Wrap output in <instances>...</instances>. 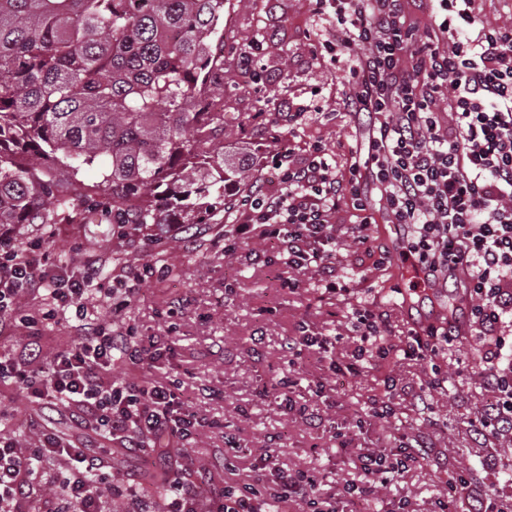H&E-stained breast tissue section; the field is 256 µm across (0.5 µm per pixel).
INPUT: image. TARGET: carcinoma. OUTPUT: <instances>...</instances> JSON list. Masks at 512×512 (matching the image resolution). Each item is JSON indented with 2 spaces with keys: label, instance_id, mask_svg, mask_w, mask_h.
I'll return each instance as SVG.
<instances>
[{
  "label": "carcinoma",
  "instance_id": "carcinoma-1",
  "mask_svg": "<svg viewBox=\"0 0 512 512\" xmlns=\"http://www.w3.org/2000/svg\"><path fill=\"white\" fill-rule=\"evenodd\" d=\"M220 132L224 0H0V224H217L253 169Z\"/></svg>",
  "mask_w": 512,
  "mask_h": 512
}]
</instances>
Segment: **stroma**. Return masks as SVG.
Here are the masks:
<instances>
[{
  "label": "stroma",
  "instance_id": "1",
  "mask_svg": "<svg viewBox=\"0 0 512 512\" xmlns=\"http://www.w3.org/2000/svg\"><path fill=\"white\" fill-rule=\"evenodd\" d=\"M225 14L235 22L224 36V141L232 152L258 159L257 179L277 185L268 155L278 139L288 141L293 158L322 146L337 171H345L362 126L347 107L348 74L330 56L314 58L311 45L321 26L314 0H228ZM258 42L256 63L246 67L238 54ZM19 246L46 238L50 263L64 274L87 267L101 269L93 296L101 319L140 339L158 340L167 352L157 368L141 370L126 360L112 368L114 378L147 385L176 380L199 426L191 439L171 451L168 467L188 479L243 489L254 483L261 449L273 451L271 467L313 476L314 503L276 505V512H322L343 486L362 480L356 451L398 450L411 438L424 441L430 455L397 481L362 501V512H441L445 489L462 471L472 483L457 488L454 512H468L474 495L485 493L482 461L498 454L508 468L497 480H512V440L475 436L470 428L486 404L490 389L471 369L469 359L486 348L472 337L466 354L440 348L434 361L442 371L438 387L424 362L392 354L350 373L346 364L360 344L350 313L365 307L392 328L386 346H399L417 321L442 320L448 307L444 290L418 299L393 259L397 247L389 224L368 225L366 243L346 241L338 251L336 278L349 293L325 290L317 276L279 261L252 263L241 254H225L220 224L177 225L164 241L151 228L119 227L85 215L70 224H18ZM298 280L292 290L289 280ZM128 299L113 314V297ZM322 338L323 346L304 350L296 359L282 344L298 325ZM77 321L66 317L32 326L16 325L0 336V350L18 348L39 337L44 357L66 347L76 336ZM289 378L290 387L275 384ZM429 387L433 409L412 411L410 396ZM294 409L284 412L283 399ZM391 403L395 417L367 418L375 405ZM0 432L28 445L52 433L74 446L95 452L113 449L111 473L133 478L152 500L164 489L149 480L150 468L137 453L117 449L93 424L67 409L30 403L22 386L0 381Z\"/></svg>",
  "mask_w": 512,
  "mask_h": 512
}]
</instances>
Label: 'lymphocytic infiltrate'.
<instances>
[{
    "label": "lymphocytic infiltrate",
    "mask_w": 512,
    "mask_h": 512,
    "mask_svg": "<svg viewBox=\"0 0 512 512\" xmlns=\"http://www.w3.org/2000/svg\"><path fill=\"white\" fill-rule=\"evenodd\" d=\"M316 14L335 29L317 39L314 55L330 54L352 79L349 105L366 129L345 174L313 147L293 159L277 149L271 166L278 189L258 187L229 209L224 239L231 247L273 243L290 268L335 274L342 239L362 240L375 214L396 225L414 283L453 288L462 295L463 321L489 347L473 363L492 401L470 423L480 436L512 435V360L500 362L502 324L512 316V22L484 25L476 0H315ZM426 24H419L417 14ZM360 213L357 224L337 220L341 200ZM96 271L58 274L39 247L21 248L0 233V330L10 328L22 294L47 291L43 320L74 313L83 332L56 352L46 372L31 341L0 352V380L21 382L32 403L63 405L111 438L162 458L170 441L193 435L197 418L174 383L137 386L112 380L115 360L155 365L164 353L100 322L89 307ZM363 340L347 369L382 360L388 324L369 309L352 311ZM460 348L454 328L412 330L405 357L425 361L439 346ZM419 443H405L389 460L375 450L359 454L361 485L345 486L350 500L373 494L392 473L425 461ZM59 470L47 469V462ZM135 479L109 481L101 462L50 434L21 447L0 433V512H139ZM253 487L202 490L182 478L169 481L153 512H267Z\"/></svg>",
    "instance_id": "1"
}]
</instances>
